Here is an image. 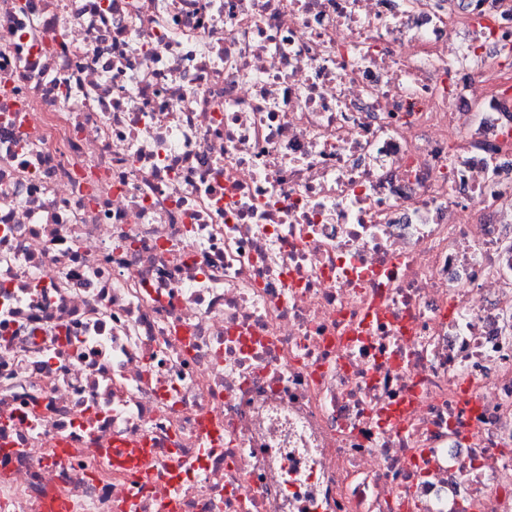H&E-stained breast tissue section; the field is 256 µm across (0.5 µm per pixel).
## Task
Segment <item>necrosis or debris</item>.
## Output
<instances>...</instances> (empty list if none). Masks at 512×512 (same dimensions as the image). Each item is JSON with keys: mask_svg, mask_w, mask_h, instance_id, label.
I'll list each match as a JSON object with an SVG mask.
<instances>
[{"mask_svg": "<svg viewBox=\"0 0 512 512\" xmlns=\"http://www.w3.org/2000/svg\"><path fill=\"white\" fill-rule=\"evenodd\" d=\"M53 504L512 512V0H0V512Z\"/></svg>", "mask_w": 512, "mask_h": 512, "instance_id": "1", "label": "necrosis or debris"}]
</instances>
